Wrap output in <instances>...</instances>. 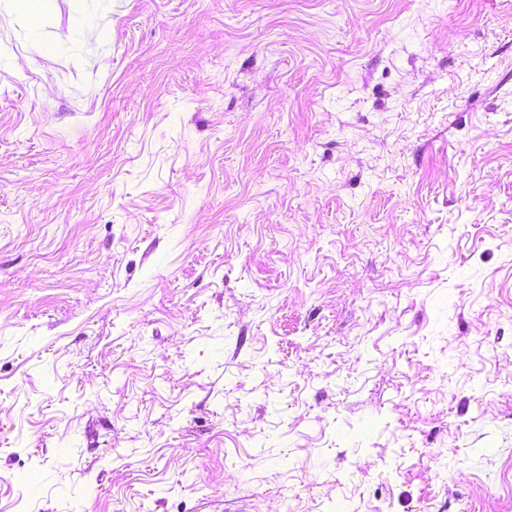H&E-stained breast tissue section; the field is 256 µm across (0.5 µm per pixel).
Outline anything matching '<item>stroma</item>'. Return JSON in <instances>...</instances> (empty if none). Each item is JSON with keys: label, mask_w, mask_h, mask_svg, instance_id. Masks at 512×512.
Masks as SVG:
<instances>
[{"label": "stroma", "mask_w": 512, "mask_h": 512, "mask_svg": "<svg viewBox=\"0 0 512 512\" xmlns=\"http://www.w3.org/2000/svg\"><path fill=\"white\" fill-rule=\"evenodd\" d=\"M512 512V0H0V512Z\"/></svg>", "instance_id": "1"}]
</instances>
